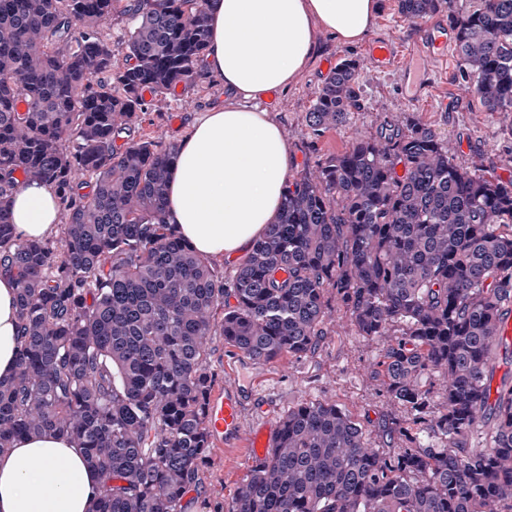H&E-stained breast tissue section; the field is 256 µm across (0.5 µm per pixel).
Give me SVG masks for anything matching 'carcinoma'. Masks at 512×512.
Instances as JSON below:
<instances>
[{
    "mask_svg": "<svg viewBox=\"0 0 512 512\" xmlns=\"http://www.w3.org/2000/svg\"><path fill=\"white\" fill-rule=\"evenodd\" d=\"M449 2L397 7L414 21ZM114 9L0 0V274L17 282L21 320L0 450L55 431L99 474L91 512H181L209 461L210 336L256 361L305 356L331 294L358 335L387 339L373 373L404 409L388 428L396 447H371L335 403H304L228 512H512V380L492 387L512 353V180L456 163L428 127L387 120L291 176L276 221L224 276L165 222L176 146L116 145L143 91L201 76L207 0H135L115 73L103 35ZM448 17L468 89L485 111L512 112V0ZM358 72L345 57L326 78L306 116L313 139L360 111ZM31 181L55 189L57 241L15 234L11 197Z\"/></svg>",
    "mask_w": 512,
    "mask_h": 512,
    "instance_id": "obj_1",
    "label": "carcinoma"
}]
</instances>
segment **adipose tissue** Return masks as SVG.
<instances>
[{
	"label": "adipose tissue",
	"instance_id": "adipose-tissue-1",
	"mask_svg": "<svg viewBox=\"0 0 512 512\" xmlns=\"http://www.w3.org/2000/svg\"><path fill=\"white\" fill-rule=\"evenodd\" d=\"M381 0H209L207 71L224 102L178 142L166 223L204 256L250 249L274 222L294 156L273 114L250 101L287 89L311 63L318 31L360 42ZM24 240L49 237L60 221L54 188L31 182L12 198ZM17 283L0 274V379L13 373L20 318ZM99 488L82 449L52 431L16 439L0 453V512H90Z\"/></svg>",
	"mask_w": 512,
	"mask_h": 512
}]
</instances>
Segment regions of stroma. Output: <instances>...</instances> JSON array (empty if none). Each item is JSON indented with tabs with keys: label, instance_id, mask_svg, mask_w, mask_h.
I'll return each instance as SVG.
<instances>
[{
	"label": "stroma",
	"instance_id": "35a3bbf8",
	"mask_svg": "<svg viewBox=\"0 0 512 512\" xmlns=\"http://www.w3.org/2000/svg\"><path fill=\"white\" fill-rule=\"evenodd\" d=\"M418 29V24L398 13L395 0H382L368 41L407 44ZM318 42L317 56L288 90L256 102L258 108L273 112L296 162L313 165L341 153L355 139L374 134L382 119L388 118L431 128L451 144L458 164L477 167L505 181L512 179V117L484 111L460 76L457 55H450L447 72L435 77L430 91L413 105L404 95L400 73L380 74L371 69L367 61L368 42L344 46L325 32L320 33ZM346 55L360 62L363 109L348 124L312 139L306 115L331 64ZM144 99L148 111L123 136L151 140L165 148L177 144L203 112L223 103L224 86L213 76L205 75L189 87L177 88L173 94L148 93ZM384 345V340L358 336L344 309L330 305L323 334L313 353L256 363L255 372L262 382L245 403L246 423L265 420L275 426L288 409L330 401L348 410L363 425L372 447L389 448L387 425L400 411L386 403L379 382L371 374ZM251 466L245 447L211 451L199 485L182 502L183 512H221L230 506Z\"/></svg>",
	"mask_w": 512,
	"mask_h": 512
}]
</instances>
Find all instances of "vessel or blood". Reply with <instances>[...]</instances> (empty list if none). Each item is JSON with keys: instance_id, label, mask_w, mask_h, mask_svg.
Returning a JSON list of instances; mask_svg holds the SVG:
<instances>
[{"instance_id": "b4317fda", "label": "vessel or blood", "mask_w": 512, "mask_h": 512, "mask_svg": "<svg viewBox=\"0 0 512 512\" xmlns=\"http://www.w3.org/2000/svg\"><path fill=\"white\" fill-rule=\"evenodd\" d=\"M454 43V32L446 21H438L421 28L410 47L391 42H375L370 46L367 58L371 68L379 73L400 70L418 80L420 88L411 97V102L422 99L431 82L429 76L436 64L448 61V51ZM231 380L224 387L214 388L208 394L206 423L209 440L215 447L230 448L243 445L253 459L261 460L267 455L276 437V431L265 424H245L244 401L250 395L245 387L246 376L242 361H233L225 367Z\"/></svg>"}]
</instances>
